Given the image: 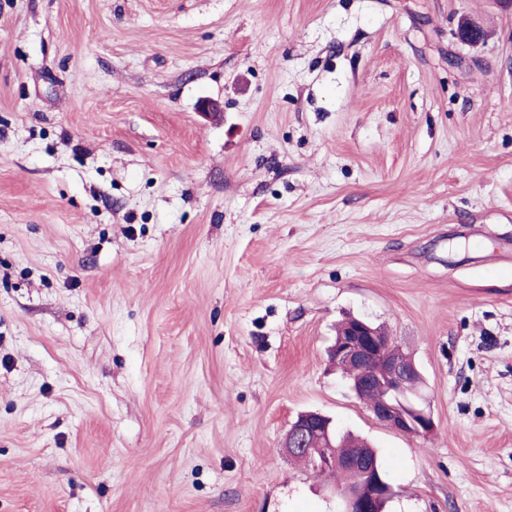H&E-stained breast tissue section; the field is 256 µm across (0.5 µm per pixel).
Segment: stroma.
I'll return each instance as SVG.
<instances>
[{
    "instance_id": "1",
    "label": "stroma",
    "mask_w": 512,
    "mask_h": 512,
    "mask_svg": "<svg viewBox=\"0 0 512 512\" xmlns=\"http://www.w3.org/2000/svg\"><path fill=\"white\" fill-rule=\"evenodd\" d=\"M304 411L387 512H512V0H0V512H336ZM350 318L337 325L336 336ZM330 354L341 369L354 370L350 389L355 394L371 386L385 392V398L369 408L378 422L413 437H424L433 431L435 423L425 406L397 401L407 391L409 380L420 373L412 360L403 358L393 338H383L369 322L354 318L346 323ZM336 441V448H335ZM284 451L292 456L305 457L317 470L329 474V476L344 480L341 488H353L363 482V474L359 470L349 469L336 472L342 468L357 467L364 469L366 482L355 490H342L335 488L339 498V512H372V503L377 497L391 494L389 482L381 477L378 468L371 461L376 459L382 470L381 462L374 448L368 446L364 440L341 434L331 428L329 418L315 412H308L298 416L291 425L281 446ZM326 448H331L336 454L348 456L338 457L330 453ZM355 453V454H352ZM314 468V469H315ZM391 497L375 500L373 511L385 512Z\"/></svg>"
}]
</instances>
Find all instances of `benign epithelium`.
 <instances>
[{"mask_svg":"<svg viewBox=\"0 0 512 512\" xmlns=\"http://www.w3.org/2000/svg\"><path fill=\"white\" fill-rule=\"evenodd\" d=\"M457 35L465 43L483 40V29L474 22H460ZM336 364L354 370L350 389L359 393L371 386L385 392V398L370 407L374 418L385 426L413 437H424L433 431L434 420L428 409L417 402H399L408 382L419 375L414 362L403 358L402 350L392 338H383L369 322L354 318L330 349ZM336 431L329 418L315 412L298 416L282 443L284 451L304 457L316 469L334 473L342 468L357 467L365 471L366 482L355 490L336 489L339 512H372V503L382 493H392L378 468L360 454L338 457L329 452L335 447Z\"/></svg>","mask_w":512,"mask_h":512,"instance_id":"7a95c632","label":"benign epithelium"}]
</instances>
